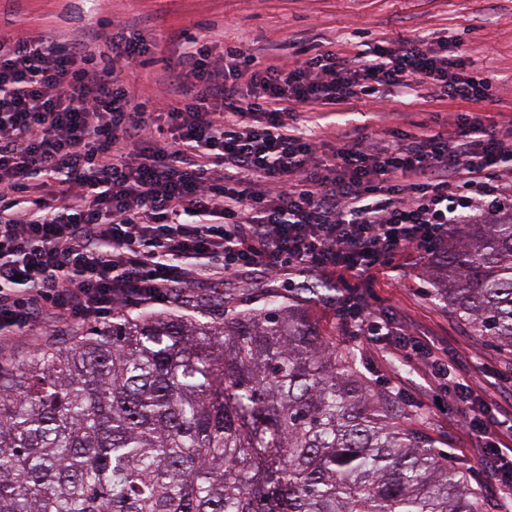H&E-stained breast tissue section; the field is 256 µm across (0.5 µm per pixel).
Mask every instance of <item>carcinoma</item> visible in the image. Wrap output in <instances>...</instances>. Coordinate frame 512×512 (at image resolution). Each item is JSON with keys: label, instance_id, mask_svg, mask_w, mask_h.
I'll list each match as a JSON object with an SVG mask.
<instances>
[{"label": "carcinoma", "instance_id": "carcinoma-1", "mask_svg": "<svg viewBox=\"0 0 512 512\" xmlns=\"http://www.w3.org/2000/svg\"><path fill=\"white\" fill-rule=\"evenodd\" d=\"M433 267L430 296L512 352V215ZM304 302L122 315L0 364V512H484Z\"/></svg>", "mask_w": 512, "mask_h": 512}]
</instances>
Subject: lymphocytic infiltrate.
Here are the masks:
<instances>
[{"label": "lymphocytic infiltrate", "instance_id": "lymphocytic-infiltrate-1", "mask_svg": "<svg viewBox=\"0 0 512 512\" xmlns=\"http://www.w3.org/2000/svg\"><path fill=\"white\" fill-rule=\"evenodd\" d=\"M111 27L102 66L93 31L69 45L46 32L0 34V332L32 327L44 312L58 323L106 321L192 287L217 258L224 279L245 269L334 279L348 291L344 324L380 340L398 334L397 353L449 377L431 341L396 333L392 314L374 312L358 286L437 253L451 225L512 210L501 166L512 124L498 136L459 113L452 136L426 119L383 145L340 128L327 157L290 108L414 82L434 100L478 104L492 95L489 79L454 47L423 38L264 65L247 44L174 30L173 96L153 104L137 82L149 46L128 39L122 21ZM35 178L42 193L23 206ZM454 391L457 417L512 485L502 439L512 424L497 429L465 380Z\"/></svg>", "mask_w": 512, "mask_h": 512}]
</instances>
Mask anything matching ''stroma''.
Here are the masks:
<instances>
[{
  "label": "stroma",
  "instance_id": "stroma-1",
  "mask_svg": "<svg viewBox=\"0 0 512 512\" xmlns=\"http://www.w3.org/2000/svg\"><path fill=\"white\" fill-rule=\"evenodd\" d=\"M200 37L213 32L226 44L247 43L257 50L262 64L275 63L283 46L315 54L319 51L356 52L362 45L393 41L398 44L424 37L458 41L480 73L494 86L486 101L471 106L488 131L502 134L504 118H512V0H0V31H46L61 43L79 40L106 20L121 18L128 35L150 44L155 61L140 69L139 77L152 95L167 99L172 89L176 56L150 16ZM428 90L416 84L390 89L375 106L358 101L335 105L307 104L304 115H315L321 131L344 127L357 138H373L377 129L388 133H415L417 122L438 114L442 133H452V115L460 104L427 99ZM430 257H413L398 272L394 287L379 284L365 289L367 301L388 308L396 320L441 347L454 366V375L480 389L488 401L512 397V354L474 336L430 295ZM300 276L270 279L255 284L250 275L228 281L202 277L187 301L162 302V311L196 314L214 310H240L266 301L271 294L288 299L289 283ZM312 319L334 331L336 344L357 351V367L372 386L401 393L418 417L413 427L432 437L450 465L465 471L474 488L488 503L502 504L504 490L481 464L482 451L460 427L454 414L444 411L449 402L448 382L433 378L427 361L401 366L397 355L387 353L369 337L354 336L342 325L335 292L313 298Z\"/></svg>",
  "mask_w": 512,
  "mask_h": 512
}]
</instances>
